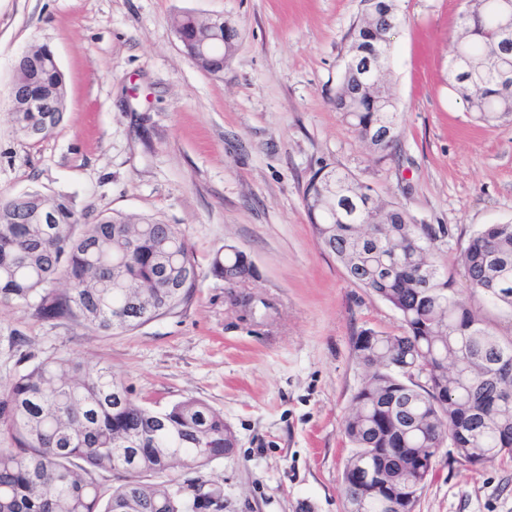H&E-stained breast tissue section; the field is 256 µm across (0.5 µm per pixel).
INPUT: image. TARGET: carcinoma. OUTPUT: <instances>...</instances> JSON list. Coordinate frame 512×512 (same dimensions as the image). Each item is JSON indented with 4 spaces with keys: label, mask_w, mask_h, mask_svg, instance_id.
I'll return each mask as SVG.
<instances>
[{
    "label": "carcinoma",
    "mask_w": 512,
    "mask_h": 512,
    "mask_svg": "<svg viewBox=\"0 0 512 512\" xmlns=\"http://www.w3.org/2000/svg\"><path fill=\"white\" fill-rule=\"evenodd\" d=\"M461 15L448 68L450 86L471 118L494 127L512 117V7L474 0ZM399 25L395 0H373L354 26L335 106L367 148L385 157L388 133L400 135L397 103L386 79L390 40ZM187 53L224 35V20H180ZM46 64L36 88L56 121L35 136L38 112L13 108L16 130L38 141L63 119L64 75L46 45L27 50ZM318 243L348 278L388 303L404 332L362 331L354 350L367 374L343 430L351 444L343 471L348 512H415L439 450L482 467L512 460V340L503 343L463 299L436 260L433 228L416 224L393 202L347 173L319 169L303 194ZM42 211L54 224H36ZM470 294L512 309V222L487 224L459 255ZM211 270L250 278L252 261L232 245ZM201 271L176 224L153 215L94 220L65 197L0 195V305H26L42 320L79 318L104 332L133 330L190 304ZM63 279L66 287H55ZM424 377V383L412 375ZM0 512H223L218 488L200 495L181 484L148 483L146 473L180 464L202 468L236 445L224 417L187 398L163 410L146 407L112 373L67 354L47 358L0 390ZM116 472L121 483L98 476Z\"/></svg>",
    "instance_id": "1"
}]
</instances>
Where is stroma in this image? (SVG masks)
I'll list each match as a JSON object with an SVG mask.
<instances>
[{
    "mask_svg": "<svg viewBox=\"0 0 512 512\" xmlns=\"http://www.w3.org/2000/svg\"><path fill=\"white\" fill-rule=\"evenodd\" d=\"M471 7L396 0L401 136L381 160L333 105L363 0H0V193L64 195L93 218L160 217L185 232L201 270L191 304L131 331L0 306V387L60 353L111 366L136 401L194 397L236 434L223 458L149 482L220 486L224 512H346L343 424L367 373L354 341L402 327L320 247L303 191L320 168L349 172L437 229L438 260L466 291L468 238L512 220V120L476 124L448 85L452 36ZM187 14L237 30L223 72L187 54ZM35 42L64 74L65 110L33 142L15 131L10 91ZM228 244L255 266L232 287L211 271ZM236 296L268 307L250 315ZM416 512H512V462L475 468L442 448Z\"/></svg>",
    "mask_w": 512,
    "mask_h": 512,
    "instance_id": "obj_1",
    "label": "stroma"
}]
</instances>
